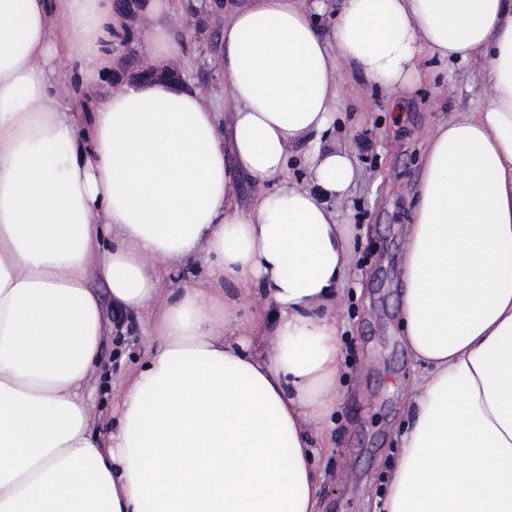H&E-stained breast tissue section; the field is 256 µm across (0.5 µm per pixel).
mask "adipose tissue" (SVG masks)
Segmentation results:
<instances>
[{"label": "adipose tissue", "mask_w": 512, "mask_h": 512, "mask_svg": "<svg viewBox=\"0 0 512 512\" xmlns=\"http://www.w3.org/2000/svg\"><path fill=\"white\" fill-rule=\"evenodd\" d=\"M148 17L166 62L183 20L170 0ZM119 22L114 0H0V512H321L351 263L333 202L357 175L321 143L336 76L408 92L428 57L480 64L491 100L427 140L402 305L425 372L376 512H512V0H227L221 104L191 83L102 93ZM94 275L156 312L108 432L83 393L108 333ZM251 298L272 310L259 343L239 331Z\"/></svg>", "instance_id": "obj_1"}]
</instances>
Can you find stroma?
Segmentation results:
<instances>
[{
	"instance_id": "obj_1",
	"label": "stroma",
	"mask_w": 512,
	"mask_h": 512,
	"mask_svg": "<svg viewBox=\"0 0 512 512\" xmlns=\"http://www.w3.org/2000/svg\"><path fill=\"white\" fill-rule=\"evenodd\" d=\"M219 24L193 19L171 64L184 80L221 95ZM337 117L330 144L355 152L356 184L335 204L351 231L352 264L341 290L336 323L342 402L330 430L333 453L316 460L326 512H374L399 452L405 401L421 375L407 352L401 317V256L420 180L428 131L438 121L484 105L490 89L479 64L432 59L410 92L395 95L348 71L337 76ZM123 335L104 338L100 363L85 394L98 424L112 422L131 368L156 344L152 317L123 316Z\"/></svg>"
}]
</instances>
